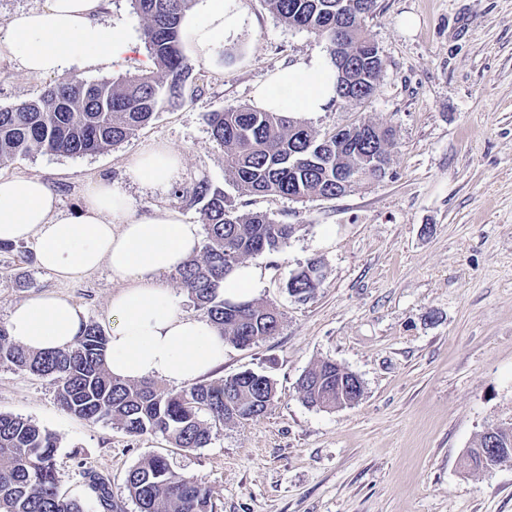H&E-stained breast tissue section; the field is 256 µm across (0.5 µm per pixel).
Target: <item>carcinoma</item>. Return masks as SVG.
I'll return each mask as SVG.
<instances>
[{
  "label": "carcinoma",
  "instance_id": "1",
  "mask_svg": "<svg viewBox=\"0 0 512 512\" xmlns=\"http://www.w3.org/2000/svg\"><path fill=\"white\" fill-rule=\"evenodd\" d=\"M194 0H131L143 21L142 34L154 68L118 81L66 79L36 100L0 107V165L33 151L83 156L116 146L155 120L166 107L192 105L186 93L193 67L184 52L182 21ZM286 25L306 30L328 43L336 59V43L358 65L363 81L349 91L336 84L341 107L371 98L382 72L362 21L377 9V0H265ZM213 140L224 147V173L245 196L276 195L294 200L334 199L336 179L354 168L361 178L352 184L380 181L381 167H368L377 155L389 161L393 133L374 123L365 133L346 126L323 134L297 117L229 104L207 114ZM175 196L201 205L206 238L201 256L177 271L181 287L194 307L204 311L224 340L249 347L276 333L281 313L271 301L231 304L220 295L224 270L248 256L279 252L294 227L278 224L260 212L241 213L224 191L206 180ZM320 281L306 269L286 284L288 294L310 298ZM108 337L100 325H83L75 344L50 354L34 353L14 343L0 325V365H8L52 381L66 413L118 425L128 435L161 433L179 448H204L224 424L261 417L275 396L273 380L244 370L214 381L192 383L179 391L144 379L127 382L108 372L104 356ZM305 403L324 409L352 405L363 395L359 378L332 361H322L298 381ZM499 441L495 460H512V425L492 426ZM490 436L482 432L463 462L480 469L479 450ZM58 438L28 418L0 413V512H85V504L59 492L55 468ZM101 512H114L108 478L82 470ZM126 488L138 512H213L212 491L202 481L173 471L166 459L144 457L127 473Z\"/></svg>",
  "mask_w": 512,
  "mask_h": 512
}]
</instances>
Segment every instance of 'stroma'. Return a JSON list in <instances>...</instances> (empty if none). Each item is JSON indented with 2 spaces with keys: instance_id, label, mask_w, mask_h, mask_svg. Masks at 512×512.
<instances>
[{
  "instance_id": "stroma-1",
  "label": "stroma",
  "mask_w": 512,
  "mask_h": 512,
  "mask_svg": "<svg viewBox=\"0 0 512 512\" xmlns=\"http://www.w3.org/2000/svg\"><path fill=\"white\" fill-rule=\"evenodd\" d=\"M240 8L246 24L234 37L207 54L185 49L194 105L165 110L98 153L17 156L0 165V177H44L67 213L103 177L137 214L168 207L192 224L201 221L198 207L174 191L205 179L240 212L293 225L285 250L247 259L266 275L259 297L279 307L278 333L248 348L227 345L210 374L262 372L275 384L272 404L260 418L225 425L206 447L176 448L159 433L134 438L69 415L49 379L0 365V412L57 434L60 489L87 512L98 509L82 468L108 477L113 499L136 512L125 476L150 455L201 479L215 512H512V462L491 471L461 466L486 427L512 422V0H378L365 20L383 58L374 96L301 118L321 133L360 119L391 128L388 174L335 199L304 201L240 195L224 176V149L206 115L230 103L253 106L258 85L326 43L285 25L264 0H240ZM103 18L135 47L79 77L150 67L128 0H106ZM55 82L0 59V106ZM155 144L183 156L174 189H148L127 175L128 162ZM312 260L324 279L300 302L286 283ZM117 289L104 267L68 283L22 253L0 252V324L14 302L58 293L108 331ZM327 359L360 378L358 403L326 410L300 399L299 378Z\"/></svg>"
}]
</instances>
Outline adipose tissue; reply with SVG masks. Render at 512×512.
<instances>
[{
  "label": "adipose tissue",
  "mask_w": 512,
  "mask_h": 512,
  "mask_svg": "<svg viewBox=\"0 0 512 512\" xmlns=\"http://www.w3.org/2000/svg\"><path fill=\"white\" fill-rule=\"evenodd\" d=\"M102 0H46L43 7L14 15L0 35V58L42 78L70 68L110 64L134 44L120 29L100 21ZM245 23L238 0H199L183 33L199 52L238 33ZM337 70L326 54H315L276 72L258 86L259 108L272 112H323L336 98ZM177 150L156 145L127 167L133 182L168 189L178 177ZM0 241H31L38 265L63 281H76L107 267L120 290L110 302L114 319L105 360L113 376L158 377L181 386L201 379L224 361L225 341L205 317L179 309L162 284L200 251V225L176 210L137 215L131 199L109 181L89 183L76 214L59 210L49 183L38 176L0 178ZM265 286L261 270L235 266L220 291L234 303L256 298ZM85 322L69 298L46 293L12 305L10 338L32 351L67 348Z\"/></svg>",
  "instance_id": "ef3b65f1"
}]
</instances>
